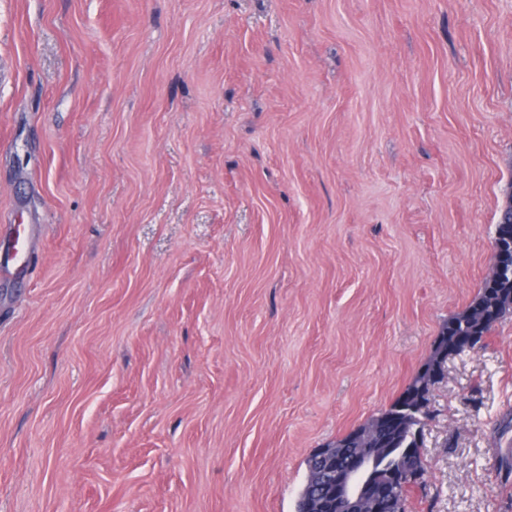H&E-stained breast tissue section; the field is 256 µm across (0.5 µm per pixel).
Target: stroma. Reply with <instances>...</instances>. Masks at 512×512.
Here are the masks:
<instances>
[{
	"label": "stroma",
	"mask_w": 512,
	"mask_h": 512,
	"mask_svg": "<svg viewBox=\"0 0 512 512\" xmlns=\"http://www.w3.org/2000/svg\"><path fill=\"white\" fill-rule=\"evenodd\" d=\"M512 0H0V512H296L493 265ZM408 512H512V314Z\"/></svg>",
	"instance_id": "1"
}]
</instances>
